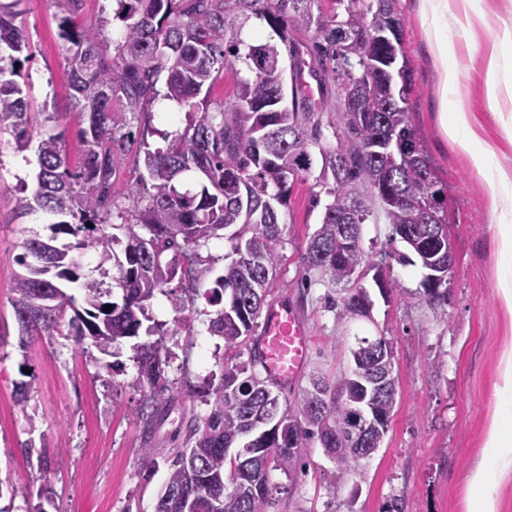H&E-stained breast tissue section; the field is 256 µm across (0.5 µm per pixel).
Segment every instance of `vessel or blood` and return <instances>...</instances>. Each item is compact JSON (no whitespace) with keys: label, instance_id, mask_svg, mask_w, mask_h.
I'll return each mask as SVG.
<instances>
[{"label":"vessel or blood","instance_id":"obj_1","mask_svg":"<svg viewBox=\"0 0 512 512\" xmlns=\"http://www.w3.org/2000/svg\"><path fill=\"white\" fill-rule=\"evenodd\" d=\"M309 343L292 306L276 302L266 308L258 348L264 373L273 384L290 386L297 381L307 366Z\"/></svg>","mask_w":512,"mask_h":512}]
</instances>
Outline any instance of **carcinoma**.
Listing matches in <instances>:
<instances>
[{"instance_id":"obj_1","label":"carcinoma","mask_w":512,"mask_h":512,"mask_svg":"<svg viewBox=\"0 0 512 512\" xmlns=\"http://www.w3.org/2000/svg\"><path fill=\"white\" fill-rule=\"evenodd\" d=\"M84 2L54 0L69 89L83 125L81 157L73 167L62 134L36 132L38 116L51 122L56 113L31 111L28 90L17 80L15 65L30 52L19 21L22 0H0V132L10 133L19 151L38 139L36 185L31 197L18 199V208L23 214L42 211L55 219L59 232L76 239L62 247L36 238L23 243L16 257L22 271L14 273L11 288L21 344L60 336L110 355L142 329L161 336L162 325L149 317L148 305L181 274L193 283L195 295L217 307L210 333L227 350L239 347L253 335L263 309L282 242V216L292 185L312 168L313 146L322 158L319 182L329 200L302 257L306 269L328 275L336 285L358 282L367 253L351 239L361 236L370 219H382L392 227L391 241L410 250L394 252L397 259L417 262L424 270L422 291L410 298L435 310L448 305V269L433 263L439 234L447 228L445 201L428 193L432 187L444 195L447 188L408 118L412 69L402 43H397L398 85L391 90L375 76V66L384 63L372 34L399 19V0H336V21L314 15V0H119L117 17L125 34L114 46L104 39L103 22L82 19ZM245 11L263 18L279 42L249 46L244 60L252 78L237 84L233 100L217 104L213 112L195 113L183 131L163 134L165 149L145 152L147 177L127 191L135 196L146 188L147 203L122 224V252L108 250L118 240L106 228L117 194V163L130 142L127 114L143 111L158 95L163 72L167 98L178 107L193 109L199 97L207 102L218 75L239 59L234 36ZM290 26L319 33L313 44L316 66L310 67L315 78L328 58L339 65L345 85L372 74L370 87L355 86L353 107L339 102L345 131L334 133V146L322 145L323 105L306 92L305 60L288 47ZM390 140L410 147L409 157L395 156ZM389 194L404 201L390 203ZM224 237L233 243L234 258L203 289L205 273L181 269L175 256L165 259L168 251L185 257ZM92 249L113 261L122 299L103 301L107 290L87 277L81 284L85 306L79 308L66 292V284L79 280V257L72 251ZM372 305L360 286L336 303L337 316L365 317ZM162 350L159 342L131 345L138 384L168 403L174 396L165 381ZM393 368L389 349L365 367L351 362L333 384L314 378L290 413L281 410L278 395L254 366H224L210 412L190 420L185 446L169 462L154 512H269L270 470L295 472L300 449L312 440L340 475L349 473L369 457L358 452L365 419L376 424L377 446L389 430L397 395ZM26 461L39 498L52 502L48 467L31 443ZM155 468L152 449H143L141 480L150 481Z\"/></svg>"}]
</instances>
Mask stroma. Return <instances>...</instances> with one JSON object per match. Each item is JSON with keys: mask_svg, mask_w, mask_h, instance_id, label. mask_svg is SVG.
Masks as SVG:
<instances>
[{"mask_svg": "<svg viewBox=\"0 0 512 512\" xmlns=\"http://www.w3.org/2000/svg\"><path fill=\"white\" fill-rule=\"evenodd\" d=\"M450 5L453 99L470 115L475 147L488 149L493 166L512 174V130L502 123L512 117V48L494 40L496 32L512 28V0H451ZM399 6L403 50L413 70L409 119L448 188V236L455 249L450 297L438 310L412 303L407 294L419 288L420 269L395 260L389 225L367 223L363 248L396 290L382 298L372 277H364L361 284L373 301L369 317L337 319L328 303L335 287L327 277L306 272L301 260L322 218L321 208L311 204L317 176L309 174L294 184L276 278L266 300L287 299L312 342L300 379L279 390L280 405L295 409L311 377L336 381L348 368L357 338L364 336H381L392 344L397 396L380 448L345 477L344 489L333 490L335 466L314 442L302 449V470L296 476L271 470L270 512H385L394 500L403 512H469L468 475L485 458L486 428L504 403L499 372L503 352L512 342V315L499 298L501 260L495 240L500 225H512V213L505 202L491 197L467 155L444 138L439 123L441 70L420 26L421 0H400ZM23 9L32 53L23 75L32 107L55 101L59 118L53 129L63 134L70 160L78 161L81 124L68 88L58 9L53 0H24ZM493 59L503 86L495 100L489 99L486 87ZM187 122V110L178 111L171 121L166 112L152 108L132 119L130 127L145 134L156 149L164 145L160 131L180 130ZM34 159L33 151L17 152L10 134L0 133V512H32L37 502L23 454L28 442L44 452L49 465L54 503L47 512H154L167 477V457L183 446L190 417L209 411L200 390L217 385L224 362H251L256 344L224 351L208 330L214 307L199 298L175 309L171 297L182 292L176 282L156 293L149 311L169 331L165 377L179 396L167 412L138 385L129 346L108 357L60 337L20 345L10 301L15 257L25 239L51 235L40 214L22 216L16 210L24 188L34 185ZM189 332L195 343L185 350L181 340ZM108 362L113 371L105 370ZM27 381L33 384L31 421L15 396L17 383ZM145 448L160 462L147 483L138 476Z\"/></svg>", "mask_w": 512, "mask_h": 512, "instance_id": "35a3bbf8", "label": "stroma"}]
</instances>
